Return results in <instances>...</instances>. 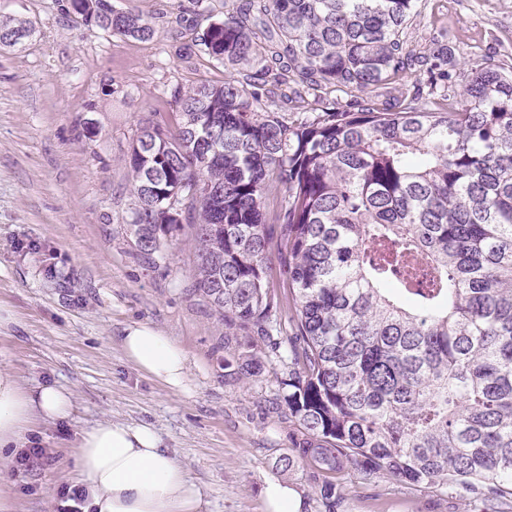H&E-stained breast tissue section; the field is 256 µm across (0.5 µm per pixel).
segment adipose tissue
Instances as JSON below:
<instances>
[{"mask_svg":"<svg viewBox=\"0 0 512 512\" xmlns=\"http://www.w3.org/2000/svg\"><path fill=\"white\" fill-rule=\"evenodd\" d=\"M127 360L167 389L188 392L185 350L145 322L124 327ZM74 396L57 384L23 385L0 368V466L7 451L24 447L32 421L71 415ZM79 482L88 492L84 512H202L203 494L186 468L149 425L102 419L83 430L75 444Z\"/></svg>","mask_w":512,"mask_h":512,"instance_id":"ef3b65f1","label":"adipose tissue"}]
</instances>
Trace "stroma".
Masks as SVG:
<instances>
[{
    "instance_id": "1",
    "label": "stroma",
    "mask_w": 512,
    "mask_h": 512,
    "mask_svg": "<svg viewBox=\"0 0 512 512\" xmlns=\"http://www.w3.org/2000/svg\"><path fill=\"white\" fill-rule=\"evenodd\" d=\"M151 20L149 41L121 39L67 14V0H0V18L29 20L34 35L0 50V305L16 326L0 332L6 366L26 385L59 384L69 418L36 426L38 465L0 469V494L17 512H60L75 486L74 443L109 418L148 424L201 487L204 512H265L268 479L284 477L302 512H321L327 475L301 464L281 473L298 426L281 402L294 357L255 339L259 375L239 374L242 330L194 293L191 226L146 258L130 227L136 204L127 152L146 121L175 125L168 89L223 83V66L183 47L223 17L203 0L177 23V0H112ZM408 48L431 39L472 66L512 64V0H421ZM152 324L188 356L190 393L144 377L121 349L122 329ZM336 512H478L473 500L406 485L389 474L339 475Z\"/></svg>"
}]
</instances>
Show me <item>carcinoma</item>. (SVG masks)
<instances>
[{
    "instance_id": "1",
    "label": "carcinoma",
    "mask_w": 512,
    "mask_h": 512,
    "mask_svg": "<svg viewBox=\"0 0 512 512\" xmlns=\"http://www.w3.org/2000/svg\"><path fill=\"white\" fill-rule=\"evenodd\" d=\"M193 41L224 83L170 90L179 122L132 142L140 251L195 228V290L274 348L286 267L294 335L282 403L301 439L278 466L382 471L512 509V68H473L432 41L404 47L418 0H229ZM82 22L147 41L110 0H69ZM33 32L0 19V46ZM412 89L378 109L398 79ZM322 108L288 122L275 91ZM279 188L280 248L263 216ZM319 495L336 512L339 485ZM272 287L274 288L275 293L280 298L283 308H282V323L283 325V333L281 336L291 335L293 332L292 325L288 324V316L291 314V311L288 309V273L286 268L282 267L277 259H274V265L271 271V280Z\"/></svg>"
}]
</instances>
